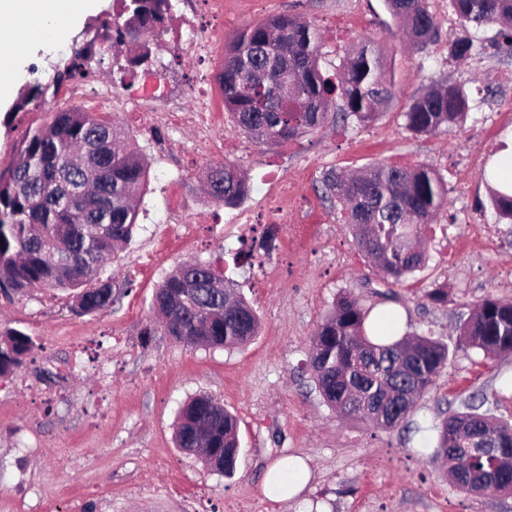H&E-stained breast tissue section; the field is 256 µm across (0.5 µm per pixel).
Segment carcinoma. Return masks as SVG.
I'll return each mask as SVG.
<instances>
[{"instance_id": "carcinoma-1", "label": "carcinoma", "mask_w": 512, "mask_h": 512, "mask_svg": "<svg viewBox=\"0 0 512 512\" xmlns=\"http://www.w3.org/2000/svg\"><path fill=\"white\" fill-rule=\"evenodd\" d=\"M107 28L133 48L132 69L152 60L146 35L166 28L172 0H113ZM465 24L496 25L512 52V0H449ZM392 16L417 49L440 37L427 0H387ZM323 38L300 15H278L244 25L224 49V108L235 126L260 144L288 142L336 119L364 125L394 95L381 44L366 40L348 52L334 75L322 72ZM450 54L472 59L485 44L470 37L448 45ZM45 100L34 82L18 102ZM469 95L457 84L431 81L403 112L417 135H437L462 123ZM147 165L130 145L125 128L77 108L54 112L49 122L30 128L12 166L0 171V294L23 296L33 288L71 292L79 316L112 308V282L101 278L105 261L128 243L137 226L136 199L147 182ZM322 195L346 212L356 248L396 284L426 262L423 239L444 207L448 189L435 168L376 163L344 174L329 170ZM208 198L226 207L240 203L249 185L231 161L204 172ZM499 218L512 222V195L491 191ZM152 308L160 328L190 347H233L258 335L256 312L211 265L190 260L169 274L155 291ZM370 311L351 294L311 339L308 365L324 402L343 418L376 429L403 423L416 402L448 364V346L430 336L394 341L368 334ZM460 341L484 356L512 353V302L488 296L464 319ZM33 347L16 328L0 329V377L18 367ZM434 447L423 457L446 466L459 490L481 495L512 494V423L464 405L433 427ZM177 447L230 475L239 456L237 419L205 395L192 398L176 422Z\"/></svg>"}]
</instances>
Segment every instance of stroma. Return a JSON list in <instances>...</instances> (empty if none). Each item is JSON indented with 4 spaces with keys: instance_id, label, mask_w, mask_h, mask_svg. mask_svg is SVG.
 Listing matches in <instances>:
<instances>
[{
    "instance_id": "1",
    "label": "stroma",
    "mask_w": 512,
    "mask_h": 512,
    "mask_svg": "<svg viewBox=\"0 0 512 512\" xmlns=\"http://www.w3.org/2000/svg\"><path fill=\"white\" fill-rule=\"evenodd\" d=\"M113 0H94L89 13L48 46L27 49L13 83L21 95L32 81L70 65L76 49L100 39V21ZM441 38L415 51L399 32L386 0H250L233 19L214 27L226 43L248 23L280 14L304 16L319 28L324 69L364 40L385 49L394 97L362 126L327 125L278 146L250 143L235 160L251 190L247 205L267 192L266 169L294 181L298 216L308 240L285 251L262 250L265 225L249 239L236 237L231 209L211 203L202 190L205 160L187 166L193 133L181 130L178 148L156 153L128 113L117 119L148 163V186L139 201L132 241L105 267L116 301L111 310L75 315L63 291L36 288L11 300L0 296V326L32 336L24 362L0 377V512H512V494L474 496L453 487L418 450L434 436L432 426L473 396L512 421V354L494 359L461 346L459 324L484 297L512 301V223L500 220L480 172L512 132V60L496 50L467 61L453 59L457 37L489 41L496 27L462 24L448 0H428ZM174 13L158 39L152 68L125 71V54L93 52L82 74L96 86L147 81L185 99L202 67L192 53H173L170 39L183 31ZM467 89L470 111L463 125L436 137L405 126L403 112L431 79ZM0 170L16 157L29 127L45 123L48 110L0 103ZM433 165L450 193L427 231L429 260L403 285L391 287L356 249L339 205L324 199L321 178L330 169L356 171L377 163ZM310 174L297 178L299 168ZM176 180L190 233L167 222L168 180ZM463 193H456V185ZM491 234H474L475 225ZM201 260L223 271L256 310L260 331L234 348H188L150 326V302L181 263ZM448 301L430 303L433 288ZM364 308L393 307L407 332L447 344L448 364L420 398L413 419L419 431L381 430L341 419L324 403L306 365L310 338L342 292ZM205 393L238 420L240 454L232 476L209 470L176 447L175 419L189 398ZM298 455L311 469L294 499L276 500L265 488L268 467Z\"/></svg>"
}]
</instances>
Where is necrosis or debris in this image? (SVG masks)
I'll list each match as a JSON object with an SVG mask.
<instances>
[{"instance_id":"1","label":"necrosis or debris","mask_w":512,"mask_h":512,"mask_svg":"<svg viewBox=\"0 0 512 512\" xmlns=\"http://www.w3.org/2000/svg\"><path fill=\"white\" fill-rule=\"evenodd\" d=\"M187 3L185 35L175 38L172 48L190 50L206 65L205 70L192 78L187 102L174 100L158 91L135 96L126 89L113 86L97 89L91 94L84 85L77 83L61 94L51 96V107L60 110L80 101L93 112H135L144 129L170 134L189 124L195 130L196 145L206 149L209 157L220 159L229 152L239 151V142L230 136L225 126L224 92L215 77L216 72L224 68V49L208 35L209 27L224 22V0H187ZM298 210L296 198L283 183L262 209L237 207L231 221L238 224L239 234L243 237L250 234L255 225H278L283 230L279 245L284 248L301 234Z\"/></svg>"}]
</instances>
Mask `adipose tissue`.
Wrapping results in <instances>:
<instances>
[{"instance_id":"adipose-tissue-1","label":"adipose tissue","mask_w":512,"mask_h":512,"mask_svg":"<svg viewBox=\"0 0 512 512\" xmlns=\"http://www.w3.org/2000/svg\"><path fill=\"white\" fill-rule=\"evenodd\" d=\"M91 5L92 0H0V14L16 20L13 28L0 34V98L8 95L21 70L19 48L57 40ZM309 479L305 460L288 457L271 466L267 487L289 498L302 491Z\"/></svg>"}]
</instances>
